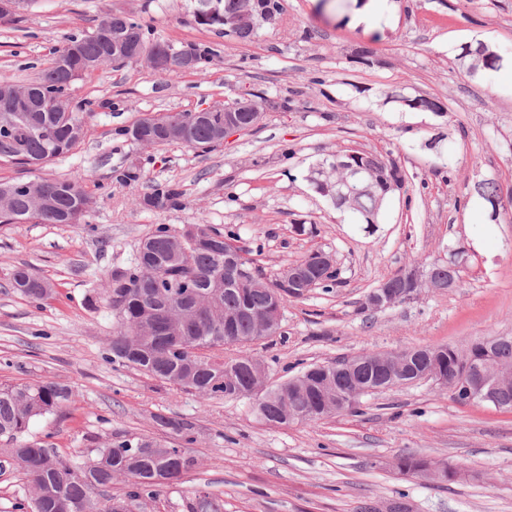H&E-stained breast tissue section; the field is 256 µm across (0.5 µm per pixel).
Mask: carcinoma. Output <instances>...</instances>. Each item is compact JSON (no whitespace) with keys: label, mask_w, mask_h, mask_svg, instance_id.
<instances>
[{"label":"carcinoma","mask_w":512,"mask_h":512,"mask_svg":"<svg viewBox=\"0 0 512 512\" xmlns=\"http://www.w3.org/2000/svg\"><path fill=\"white\" fill-rule=\"evenodd\" d=\"M118 34L125 48L135 51L165 52L170 42H153L142 25L123 13L106 12L90 33L71 35L38 81L26 86L28 99L6 98L12 84L0 81V125L12 123L8 139H0V161L26 166H42L74 150L84 139L85 123L71 108L70 85L66 78L76 70L90 74L112 61V34ZM473 75L488 76L501 69L503 56L485 43L462 49ZM394 101L411 110L442 112L444 105L423 96H394ZM224 106L209 112H169L167 117L186 126L191 147L201 148L224 140ZM353 163L375 173L376 182L355 191L342 189L335 197L314 184L316 192L329 198L338 209L352 212L364 224L378 223V216L390 197L406 191V180L398 163L376 154L358 152ZM179 193L171 187L157 188L143 197L149 209L175 204ZM90 207V198L81 178L51 180L37 177L0 182V221L21 224H78ZM230 238L214 227L195 225L181 231L161 226L140 244L134 268L108 275L106 300L118 318L108 341L112 362L136 367L170 386L196 392L203 397L239 398L263 390L256 405L258 417L266 422L287 425L299 421L295 412H312L331 387L344 385L343 376L332 364L320 371L306 386L287 384L265 388L263 365L258 361H224L203 353L205 349L244 346L275 334L280 314L274 295L288 299V282L268 278L254 267L251 281L240 287L224 272V246ZM398 294L411 295L415 286L404 268L387 279ZM11 286L33 301L54 294V285L25 267L14 271ZM502 362L512 364V336L473 341L468 354L452 345L427 346L430 357L414 355L407 369L416 377L435 362L455 376L468 370L471 356L485 348ZM73 390L56 382H39L0 387V439L5 461L23 470L30 483L31 512H140L144 501L160 489L194 470L197 458L187 445L196 441L194 423L166 415L154 416L155 423L169 431L178 442L157 438L108 439L92 449L94 459L80 464L51 452L44 442L28 434L30 421L65 407ZM399 472L417 476L431 470L437 482H454L452 467L432 469L424 458L403 456L397 460ZM117 478L129 482L122 496L112 495Z\"/></svg>","instance_id":"cac0c4a2"}]
</instances>
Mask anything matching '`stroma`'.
<instances>
[{
  "label": "stroma",
  "mask_w": 512,
  "mask_h": 512,
  "mask_svg": "<svg viewBox=\"0 0 512 512\" xmlns=\"http://www.w3.org/2000/svg\"><path fill=\"white\" fill-rule=\"evenodd\" d=\"M383 30L366 34L346 11L281 0L277 21L252 40L196 21L198 0H32L0 22V79L37 80L67 35L92 31L103 13L141 23L153 41L208 49L200 69L176 76L146 61L109 65L70 87L86 135L34 174L81 177L93 205L83 223L0 224V385L61 382L74 390L31 436L85 462L92 441L164 437V414L196 426L199 465L147 501L143 512H191L197 493L221 512H512V411L451 400L422 381L362 396L356 412L288 426L259 419L255 398H204L112 362L117 319L108 273L133 268L141 239L164 225H209L244 246L266 274L309 253L337 259V279L288 298L279 333L218 350L261 361L270 384L311 364L361 353L512 336V205L492 211L476 187L512 196V85L469 75L458 56L484 38L512 63V0H396ZM368 50L363 64L359 50ZM249 91L286 102L260 125L210 149L144 147L125 128L145 114L194 112ZM438 99L444 112L408 110L392 92ZM395 159L407 193L377 224H359L317 194L310 177L339 152ZM136 169L126 183L123 171ZM0 164V181L29 178ZM171 186L177 204L147 209L144 195ZM470 249L479 263L463 286L423 290L384 310L367 294L399 269ZM29 266L56 286L37 303L10 286ZM451 463L464 474L439 484L399 473L397 457Z\"/></svg>",
  "instance_id": "1"
}]
</instances>
